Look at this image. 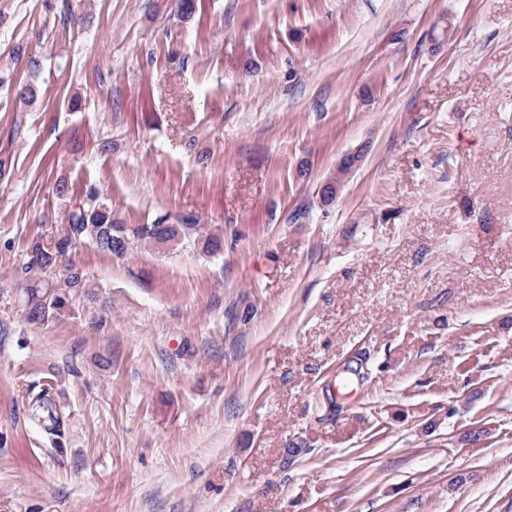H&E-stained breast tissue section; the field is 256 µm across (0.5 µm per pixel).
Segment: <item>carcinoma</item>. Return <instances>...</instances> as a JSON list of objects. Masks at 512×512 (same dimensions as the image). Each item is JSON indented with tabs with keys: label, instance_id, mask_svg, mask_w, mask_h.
Returning <instances> with one entry per match:
<instances>
[{
	"label": "carcinoma",
	"instance_id": "obj_1",
	"mask_svg": "<svg viewBox=\"0 0 512 512\" xmlns=\"http://www.w3.org/2000/svg\"><path fill=\"white\" fill-rule=\"evenodd\" d=\"M355 165L354 160L341 161L336 176L321 189L323 201L328 203L336 198L341 183ZM187 242L211 255L220 249L223 239L203 232L200 224H165L161 221L117 224L112 218V207L100 191L92 187L87 190L84 201L69 211L65 234L38 236L30 242L20 267V277L25 284L26 319L31 324H40L63 315L72 293L97 298L98 285L90 282L74 264L67 268L63 282H49V275L56 271L62 259L80 244L91 243L100 251L122 259L133 243L152 248L160 245L174 248ZM29 413L45 444L61 448L63 415L48 391L42 389L30 398Z\"/></svg>",
	"mask_w": 512,
	"mask_h": 512
}]
</instances>
